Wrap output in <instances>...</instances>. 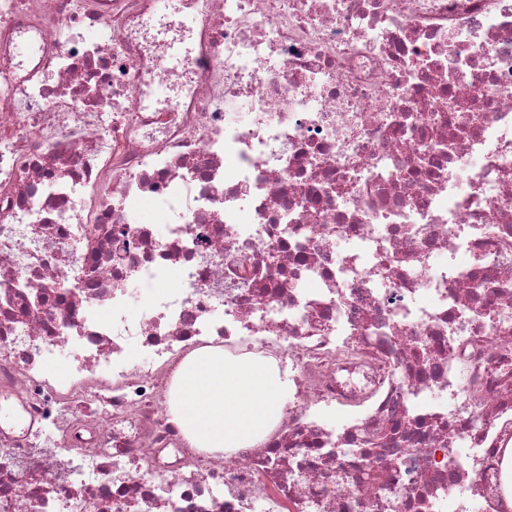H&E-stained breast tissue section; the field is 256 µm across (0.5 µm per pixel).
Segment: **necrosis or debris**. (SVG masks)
<instances>
[{
  "label": "necrosis or debris",
  "mask_w": 512,
  "mask_h": 512,
  "mask_svg": "<svg viewBox=\"0 0 512 512\" xmlns=\"http://www.w3.org/2000/svg\"><path fill=\"white\" fill-rule=\"evenodd\" d=\"M182 7L0 0V512H512V0ZM205 346L269 441L173 423ZM173 421L192 447L236 451L267 440L288 399L272 359L233 358L201 349L181 365Z\"/></svg>",
  "instance_id": "1"
}]
</instances>
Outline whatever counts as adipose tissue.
Masks as SVG:
<instances>
[{"label":"adipose tissue","instance_id":"1","mask_svg":"<svg viewBox=\"0 0 512 512\" xmlns=\"http://www.w3.org/2000/svg\"><path fill=\"white\" fill-rule=\"evenodd\" d=\"M172 414L192 447L236 451L267 440L288 399L273 360L201 349L181 365Z\"/></svg>","mask_w":512,"mask_h":512}]
</instances>
